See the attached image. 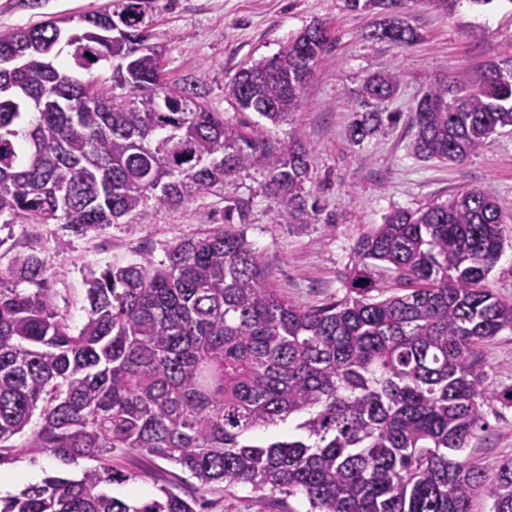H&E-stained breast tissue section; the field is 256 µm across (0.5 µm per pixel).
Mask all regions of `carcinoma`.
I'll return each instance as SVG.
<instances>
[{"label": "carcinoma", "mask_w": 512, "mask_h": 512, "mask_svg": "<svg viewBox=\"0 0 512 512\" xmlns=\"http://www.w3.org/2000/svg\"><path fill=\"white\" fill-rule=\"evenodd\" d=\"M384 18L366 34L417 41L403 0H345ZM150 0L0 33V223L61 224L76 234L219 195L260 169L275 224L318 220L306 189L311 150L243 130L210 111L202 82L166 80L151 42ZM331 43L316 22L271 57L238 69L229 96L273 127L304 105ZM398 81L368 76L349 140L359 146L395 113L379 110ZM512 127V42L469 86L438 80L418 100L410 147L460 163ZM246 204L224 223L166 245L159 261L91 273L86 320L72 328L36 254L0 268V458L40 410L28 451L96 465L0 497V512H196L167 487L122 499L136 479L112 467L126 449L179 466L204 491L240 484L300 496L306 512H512V458L495 474L459 458L512 407V385L489 388L480 346L512 332V297L487 284L506 223L493 192L391 212L357 240L341 299L304 308L266 280L248 239ZM28 284L21 288L19 284ZM288 426L267 441L260 428Z\"/></svg>", "instance_id": "cac0c4a2"}]
</instances>
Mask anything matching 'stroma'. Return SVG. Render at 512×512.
I'll use <instances>...</instances> for the list:
<instances>
[{
    "instance_id": "35a3bbf8",
    "label": "stroma",
    "mask_w": 512,
    "mask_h": 512,
    "mask_svg": "<svg viewBox=\"0 0 512 512\" xmlns=\"http://www.w3.org/2000/svg\"><path fill=\"white\" fill-rule=\"evenodd\" d=\"M105 2L0 0V32L84 14ZM152 15V40L164 47L167 80L189 73L201 78L216 112H233L226 87L240 67L272 56L289 36L313 22L327 24L334 41L305 90L303 108L272 132L281 141L293 128L304 135L311 147L310 188L322 212L312 224L273 223L264 175L251 170L226 185L223 196L191 199L177 210L159 211L147 224H114L82 236L59 224L44 225L33 235L27 225L0 223V266L31 253L43 257L49 265L48 286L72 328L86 319L90 271L126 265L146 252L163 259L166 244L220 223L228 197L247 202L248 238L264 253L269 280L302 307L345 295V276L357 261V238L393 210H414L472 187H487L502 212L512 215V128L498 130L488 148L465 162L444 164L416 158L407 128L417 101L436 79L470 84L486 62L500 59L512 42V0L485 6L458 0L449 13L423 0H408L401 16L420 37L406 48L366 39L379 10L351 11L344 0H154ZM378 71L393 72L398 79L396 96L383 108L398 113L400 120L387 134L351 145L346 128L360 105L356 91ZM480 357L489 386L512 384V334L486 343ZM488 421L489 428L472 439L463 455L492 474L512 457V408L489 411ZM27 441V435L11 439L0 472L30 470L39 481L51 475L77 478L92 465L88 458L66 463L31 455ZM112 465L132 476L110 486L114 496L149 498L162 486L184 497L195 494L187 474L170 462L118 450ZM202 503L199 512H299L302 500L271 490L255 492L243 484L230 493L214 488Z\"/></svg>"
}]
</instances>
